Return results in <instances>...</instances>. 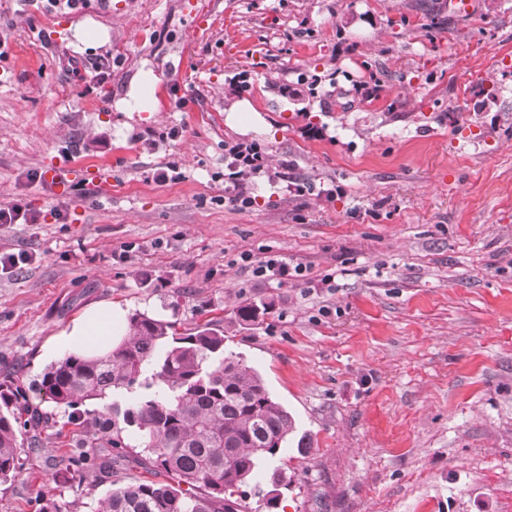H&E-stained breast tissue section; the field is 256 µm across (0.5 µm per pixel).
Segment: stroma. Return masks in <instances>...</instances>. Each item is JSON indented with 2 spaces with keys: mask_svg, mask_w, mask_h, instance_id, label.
<instances>
[{
  "mask_svg": "<svg viewBox=\"0 0 512 512\" xmlns=\"http://www.w3.org/2000/svg\"><path fill=\"white\" fill-rule=\"evenodd\" d=\"M146 71L152 111H120ZM228 142L268 156L247 209L225 199ZM14 202L39 221L0 224V257L29 258L0 273V379L50 421L0 512H96L166 478H57L81 429L38 385L102 303L230 327L295 422L252 481L286 472L278 512H512V0H0ZM267 248L305 275L257 277ZM260 300L271 316L231 327Z\"/></svg>",
  "mask_w": 512,
  "mask_h": 512,
  "instance_id": "obj_1",
  "label": "stroma"
}]
</instances>
